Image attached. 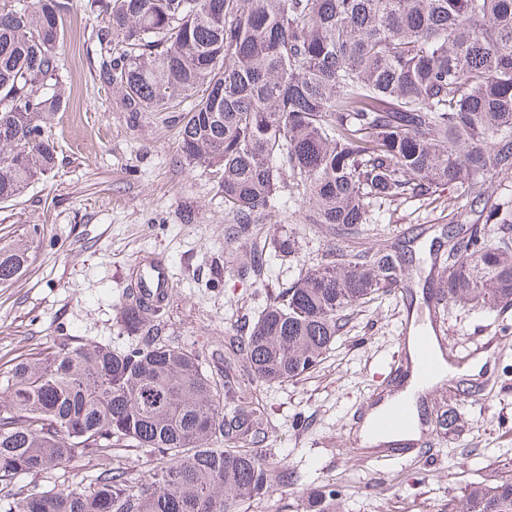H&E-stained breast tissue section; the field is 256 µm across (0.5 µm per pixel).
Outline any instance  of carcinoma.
I'll use <instances>...</instances> for the list:
<instances>
[{
    "instance_id": "cac0c4a2",
    "label": "carcinoma",
    "mask_w": 512,
    "mask_h": 512,
    "mask_svg": "<svg viewBox=\"0 0 512 512\" xmlns=\"http://www.w3.org/2000/svg\"><path fill=\"white\" fill-rule=\"evenodd\" d=\"M103 13L98 80L122 108L179 106L188 164L216 165L217 192L251 241L261 275L281 197L305 199L309 224L343 239L370 208L445 190L478 208L483 228L512 224V200L492 199L488 172L512 175V0H92ZM68 0L0 5V202L55 166L52 121ZM27 242L0 245V285L18 279ZM441 299L512 307V245L461 226L448 232ZM381 249L306 271L270 298L224 372L172 345L126 291L123 328L135 344H63L17 360L0 380V481L98 460L78 485L12 493L8 512H251L293 472L269 455L223 448L243 431L261 386L314 367L347 312L402 280ZM236 405L224 407V392ZM133 447L151 457L137 486L113 463ZM314 512H340L307 491ZM448 512H512V475L464 487Z\"/></svg>"
}]
</instances>
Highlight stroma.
Instances as JSON below:
<instances>
[{
    "instance_id": "stroma-1",
    "label": "stroma",
    "mask_w": 512,
    "mask_h": 512,
    "mask_svg": "<svg viewBox=\"0 0 512 512\" xmlns=\"http://www.w3.org/2000/svg\"><path fill=\"white\" fill-rule=\"evenodd\" d=\"M60 47L67 101L51 128L55 167L18 200L0 204V239L26 236L30 263L13 284L0 286V369L61 344L124 346L120 310L140 260L166 263L173 288L157 321L160 335L224 367V340L244 335L272 290L290 287L310 267L336 261L339 243L323 226L305 223L308 202L286 204L267 237L291 234L298 253L274 255L262 279L225 269L224 202L212 166H189L179 126L169 113L130 119L118 95L97 77L102 19L88 0H71ZM438 205L410 198L374 207L354 243L391 247L406 261L400 285L381 289L349 315L321 362L296 380L264 388L267 420L260 447L281 459L295 484L273 483L263 512H306V489H335L342 512H445L464 486L512 465V308L460 309L435 302L447 250L448 221ZM439 331L438 359H453L489 336L500 340L479 354L477 373H456L465 391L449 394L441 377L420 406L429 415L453 404V432L432 429L424 454L379 461L353 446L367 399L391 389L394 363L408 351L402 323Z\"/></svg>"
}]
</instances>
